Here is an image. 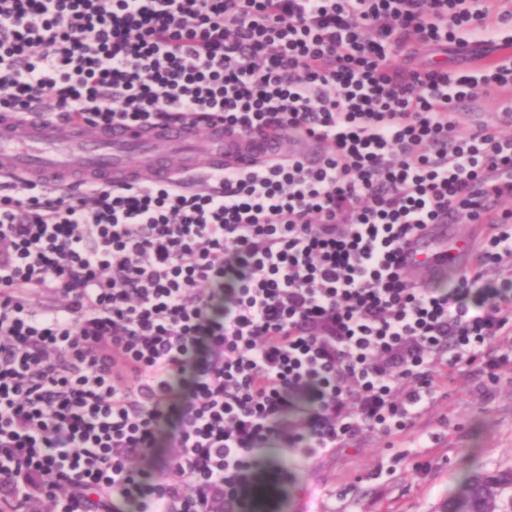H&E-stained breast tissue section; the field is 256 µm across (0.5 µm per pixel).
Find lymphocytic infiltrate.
<instances>
[{
	"mask_svg": "<svg viewBox=\"0 0 512 512\" xmlns=\"http://www.w3.org/2000/svg\"><path fill=\"white\" fill-rule=\"evenodd\" d=\"M512 0H0V114L319 145L0 190V512H250L276 449L411 430L512 336ZM497 98L496 124L460 104ZM485 225L453 285L435 224ZM40 298L48 307H37ZM455 231L461 237H473L477 240V246L483 239L485 232L479 224H455ZM454 232V224H435L412 246L410 254V270L407 276L410 279L434 280L437 275L426 277L422 270L430 274H437L446 262L464 259L469 253V242ZM412 268H421L412 269Z\"/></svg>",
	"mask_w": 512,
	"mask_h": 512,
	"instance_id": "lymphocytic-infiltrate-1",
	"label": "lymphocytic infiltrate"
}]
</instances>
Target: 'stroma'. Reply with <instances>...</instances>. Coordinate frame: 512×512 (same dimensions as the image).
Segmentation results:
<instances>
[{
    "label": "stroma",
    "instance_id": "stroma-1",
    "mask_svg": "<svg viewBox=\"0 0 512 512\" xmlns=\"http://www.w3.org/2000/svg\"><path fill=\"white\" fill-rule=\"evenodd\" d=\"M496 383L472 375L442 387L406 434L349 440L336 452L288 458L258 478V512H438L460 476L512 468V342L498 345Z\"/></svg>",
    "mask_w": 512,
    "mask_h": 512
}]
</instances>
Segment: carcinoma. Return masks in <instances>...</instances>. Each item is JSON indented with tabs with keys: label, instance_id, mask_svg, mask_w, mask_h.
Returning a JSON list of instances; mask_svg holds the SVG:
<instances>
[{
	"label": "carcinoma",
	"instance_id": "cac0c4a2",
	"mask_svg": "<svg viewBox=\"0 0 512 512\" xmlns=\"http://www.w3.org/2000/svg\"><path fill=\"white\" fill-rule=\"evenodd\" d=\"M440 512H512V468L464 477Z\"/></svg>",
	"mask_w": 512,
	"mask_h": 512
}]
</instances>
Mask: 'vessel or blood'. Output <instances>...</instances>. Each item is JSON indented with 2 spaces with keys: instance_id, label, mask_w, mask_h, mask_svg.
I'll use <instances>...</instances> for the list:
<instances>
[{
  "instance_id": "b4317fda",
  "label": "vessel or blood",
  "mask_w": 512,
  "mask_h": 512,
  "mask_svg": "<svg viewBox=\"0 0 512 512\" xmlns=\"http://www.w3.org/2000/svg\"><path fill=\"white\" fill-rule=\"evenodd\" d=\"M219 122L202 127L169 125L142 132L128 126L103 131L63 129L21 117L0 119V178L12 181L33 175L79 172L83 183L143 178L168 181L179 173L246 167L277 154L279 143L257 137L229 139ZM468 240L453 225L432 226L412 246V267L438 273L447 262L464 259Z\"/></svg>"
}]
</instances>
